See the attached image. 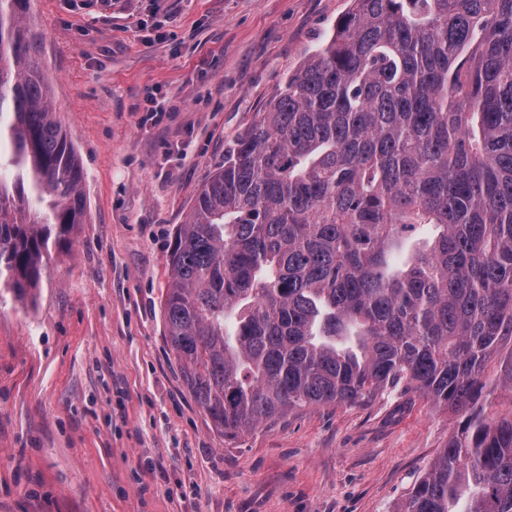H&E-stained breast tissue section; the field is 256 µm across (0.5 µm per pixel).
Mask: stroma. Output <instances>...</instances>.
<instances>
[{
    "label": "stroma",
    "instance_id": "stroma-1",
    "mask_svg": "<svg viewBox=\"0 0 512 512\" xmlns=\"http://www.w3.org/2000/svg\"><path fill=\"white\" fill-rule=\"evenodd\" d=\"M351 0H33L85 224L0 293V512H401L460 419L419 392L229 441L164 336L169 245L224 151ZM512 411V345L488 366Z\"/></svg>",
    "mask_w": 512,
    "mask_h": 512
}]
</instances>
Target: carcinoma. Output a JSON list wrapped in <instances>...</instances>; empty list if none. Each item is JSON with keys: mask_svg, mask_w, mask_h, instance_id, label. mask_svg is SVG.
Listing matches in <instances>:
<instances>
[{"mask_svg": "<svg viewBox=\"0 0 512 512\" xmlns=\"http://www.w3.org/2000/svg\"><path fill=\"white\" fill-rule=\"evenodd\" d=\"M0 0V284L24 299L84 223L82 166ZM165 336L235 439L413 389L461 415L403 512H512V0H352L224 151L169 248ZM512 343L505 342L501 350L492 359L488 366L489 379L493 382L483 393L484 403H489V409L501 414H507L512 408Z\"/></svg>", "mask_w": 512, "mask_h": 512, "instance_id": "cac0c4a2", "label": "carcinoma"}]
</instances>
